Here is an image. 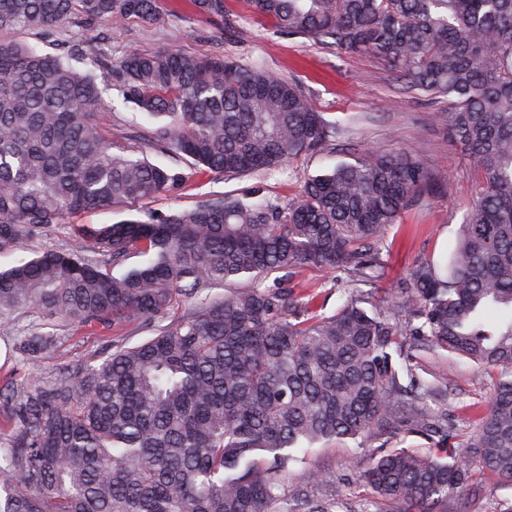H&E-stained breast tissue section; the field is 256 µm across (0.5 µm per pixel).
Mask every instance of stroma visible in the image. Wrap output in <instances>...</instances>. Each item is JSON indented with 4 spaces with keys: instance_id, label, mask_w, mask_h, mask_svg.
<instances>
[{
    "instance_id": "1",
    "label": "stroma",
    "mask_w": 512,
    "mask_h": 512,
    "mask_svg": "<svg viewBox=\"0 0 512 512\" xmlns=\"http://www.w3.org/2000/svg\"><path fill=\"white\" fill-rule=\"evenodd\" d=\"M224 5L229 16L225 22L200 14L193 0H162L154 22L133 18L115 27L100 20L88 29L69 26L67 34L91 37L98 52L106 57L133 48L152 50L167 45L195 55L229 51L275 75L296 80L315 109L327 117L364 115V122L354 130L361 147L404 150L424 162L436 177L423 206L404 215L381 249L385 265L383 287L403 278L420 259L438 254L447 232L462 224L482 184L480 175L450 142L447 129L438 118L439 113L447 111V101L400 93L383 63L373 56L320 48L278 32L258 14L253 0H224ZM104 98L107 106L98 117L119 149L128 136L148 127L149 122L128 110L116 91L105 90ZM338 159L337 151L328 149L302 156L284 172L272 175L194 177L171 196L144 202L143 207L185 209L202 196L247 193L283 205L298 198L307 175L333 166ZM14 330L0 327V349L5 352L0 360V378L11 373L21 382L64 375L76 365L92 361L115 340L110 333L94 334L59 325L54 329L56 343L49 358L23 363L14 348ZM416 362L421 377L429 380L437 375L447 379L448 417L460 437L472 434L477 423L476 409L486 408L491 397L495 371L445 352L418 355ZM361 453L354 443L312 448L305 466L297 468L292 479L307 486L315 497L342 500L347 512H396L395 506L378 503L370 491L355 482L350 459ZM312 470L335 475V483L310 484L308 473Z\"/></svg>"
}]
</instances>
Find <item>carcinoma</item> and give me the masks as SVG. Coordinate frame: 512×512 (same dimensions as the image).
I'll use <instances>...</instances> for the list:
<instances>
[{
  "label": "carcinoma",
  "mask_w": 512,
  "mask_h": 512,
  "mask_svg": "<svg viewBox=\"0 0 512 512\" xmlns=\"http://www.w3.org/2000/svg\"><path fill=\"white\" fill-rule=\"evenodd\" d=\"M224 17V0H194ZM280 33L372 54L397 89L448 100V138L484 187L454 241L379 287L388 230L435 178L402 151L358 149L305 90L222 51L174 46L100 56L89 39L60 54L0 41V253L68 215L166 197L201 173L280 172L330 146L355 153L308 176L283 207L251 194L112 224H71L69 245L0 270V324L36 308L52 321L149 337L64 377L0 386V512H336L290 481L301 451L377 444L351 463L378 499L448 512L467 489L480 512L488 470L512 490V0H255ZM160 0H0V31L72 19H156ZM105 70L145 115L121 152L95 117ZM190 173H185V170ZM121 274L107 269L131 254ZM312 265L345 300L324 312L295 283ZM371 304L367 309L364 304ZM421 324L411 330L407 325ZM410 350L447 351L497 371L460 450L429 401L446 379H416ZM24 359L55 336L21 331ZM427 446L400 447L401 436Z\"/></svg>",
  "instance_id": "cac0c4a2"
}]
</instances>
